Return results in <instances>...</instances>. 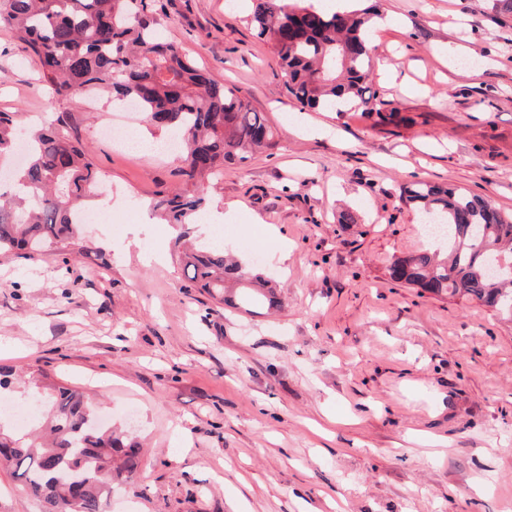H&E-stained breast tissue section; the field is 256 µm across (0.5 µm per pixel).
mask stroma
Returning a JSON list of instances; mask_svg holds the SVG:
<instances>
[{"instance_id": "1", "label": "stroma", "mask_w": 512, "mask_h": 512, "mask_svg": "<svg viewBox=\"0 0 512 512\" xmlns=\"http://www.w3.org/2000/svg\"><path fill=\"white\" fill-rule=\"evenodd\" d=\"M163 36L263 113L275 145L206 198L225 253L280 304L191 287L157 200L179 155L121 150L112 105L61 104L101 173L87 253L0 254V367L84 388L143 446L108 512H512V322L393 280L431 247L402 199L450 184L512 212V12L500 0H379L371 85L400 120L302 107L248 21L252 0H159ZM25 44L0 26V111L51 120ZM350 223H341L342 215ZM286 262H278L280 249Z\"/></svg>"}]
</instances>
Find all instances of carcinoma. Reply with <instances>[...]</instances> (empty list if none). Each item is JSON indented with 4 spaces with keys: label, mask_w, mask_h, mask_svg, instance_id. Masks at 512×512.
I'll use <instances>...</instances> for the list:
<instances>
[{
    "label": "carcinoma",
    "mask_w": 512,
    "mask_h": 512,
    "mask_svg": "<svg viewBox=\"0 0 512 512\" xmlns=\"http://www.w3.org/2000/svg\"><path fill=\"white\" fill-rule=\"evenodd\" d=\"M156 0H0V25L23 40L50 99L61 102L87 88L109 89L119 103L133 102L155 126L179 136L182 176L190 189L161 199L154 208L181 231L175 238L187 278L225 302L228 288L264 293L266 280L208 241L183 246L184 227L196 223L205 184L224 164L244 162L273 146L265 116L199 68L157 29ZM375 13L330 11L314 0H257L251 25L278 59L288 93L303 107L326 112L359 110L384 123L372 104L371 29ZM23 140L10 112L0 111V156ZM28 159L9 190L0 193V252L30 257L46 248L81 245L76 213L100 185L89 152L57 114L27 142ZM403 200L440 224V248L397 258L391 277L436 296L479 301L512 319V213L461 189L424 181L404 188ZM32 400L41 414L19 431L0 422V466L52 507L50 512H106L117 482L133 483L140 445L129 434L96 420L95 405L74 387L41 369L30 372Z\"/></svg>",
    "instance_id": "1"
}]
</instances>
